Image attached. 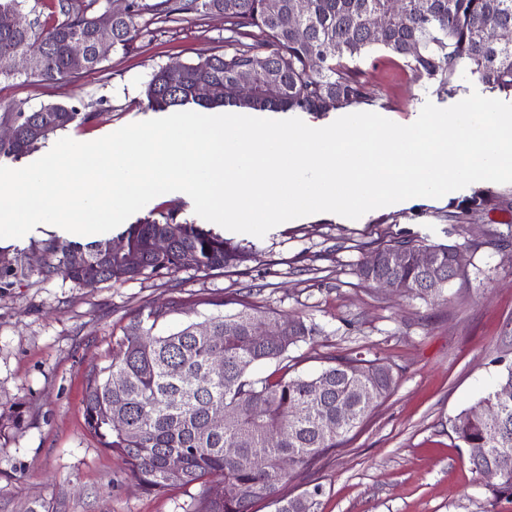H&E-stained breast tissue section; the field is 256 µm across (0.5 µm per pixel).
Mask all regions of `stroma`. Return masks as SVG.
I'll list each match as a JSON object with an SVG mask.
<instances>
[{
    "mask_svg": "<svg viewBox=\"0 0 512 512\" xmlns=\"http://www.w3.org/2000/svg\"><path fill=\"white\" fill-rule=\"evenodd\" d=\"M223 35V17L190 18L112 53L102 72L54 82L0 78V111L20 102L29 109L73 105L96 118L70 127L67 137L99 139L153 119L143 95L153 69L190 62ZM371 83L372 112L400 124L413 123L425 102L452 104L434 88L408 82L383 52ZM485 188L490 200L477 212L465 208L468 186L356 220L313 214L261 238L238 235L235 243L259 254L227 271L183 270L93 288L36 274L0 288V414H22L19 427L0 433V512H187L196 487L143 493L123 462L86 431L85 374L145 306L181 301L183 313L167 320L172 326L202 321L220 299H246L319 324L321 336L289 352L295 373L314 374L330 356L356 353L399 369L391 394L339 446L294 474L285 495L321 485L320 512H512V504L490 500L451 429L456 414L495 386L504 369L499 352L512 351V249L490 243L492 230L512 225V184ZM417 237L464 250L467 275L449 286L447 301L427 304L356 275L370 250ZM53 238L76 236L40 224L1 242L0 252L32 263Z\"/></svg>",
    "mask_w": 512,
    "mask_h": 512,
    "instance_id": "obj_1",
    "label": "stroma"
}]
</instances>
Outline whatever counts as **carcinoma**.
I'll return each instance as SVG.
<instances>
[{
	"instance_id": "obj_1",
	"label": "carcinoma",
	"mask_w": 512,
	"mask_h": 512,
	"mask_svg": "<svg viewBox=\"0 0 512 512\" xmlns=\"http://www.w3.org/2000/svg\"><path fill=\"white\" fill-rule=\"evenodd\" d=\"M27 0H0V74L14 76L10 61L31 58L22 74L54 81L102 69L110 53L97 47L96 28L107 0H57L58 18L41 20ZM128 0L127 13L112 19V51H128L149 30L166 32L195 17L224 15V47L207 49L180 71L155 69L144 86L147 108L166 111L188 105L237 107L273 112H332L369 105L374 91L366 60L376 51L419 86L454 97L468 74L486 90L512 97V0H402L391 12L390 0ZM388 16L387 27L373 29L375 15ZM86 46L81 66L73 65V42ZM263 58L246 99L225 93L236 75ZM208 84L212 97L196 87ZM96 117L64 104L4 110L0 120L16 128V138L0 142V155L19 157L39 148L50 135ZM169 241L159 254L155 240ZM142 264L129 271L111 252L110 239L86 244L52 240L41 248L43 265L34 268L21 254L0 253V284L12 285L34 274L61 273L83 287L124 283L139 277H167L181 270L210 273L235 268L256 251L225 240L197 224L179 223L173 214L131 224L123 233ZM398 244L408 252L398 270L384 264L360 265L357 276L386 277L397 292L434 303L445 289L426 288L413 239ZM241 308L204 317L198 323L163 329L159 322L180 312L172 300L134 316L112 347L107 363L85 376L83 398L87 432L127 466L141 490L164 494L173 488L198 487L193 512H250L264 502L274 512H319L322 486L296 496L282 494L292 472L305 471L359 428L372 409L397 384L390 365L358 356L331 358L312 376H288L289 351L313 339L322 328L304 317L289 320L286 336H259L280 324L276 313L248 301ZM223 360L214 370L212 361ZM276 369L265 377L253 370L265 363ZM236 405L224 423L216 411ZM350 409L345 420L341 409ZM452 431L466 449L471 469L498 471L487 488L497 503H512V362L496 386L452 420ZM237 454H224L227 444ZM288 467H283V462Z\"/></svg>"
}]
</instances>
